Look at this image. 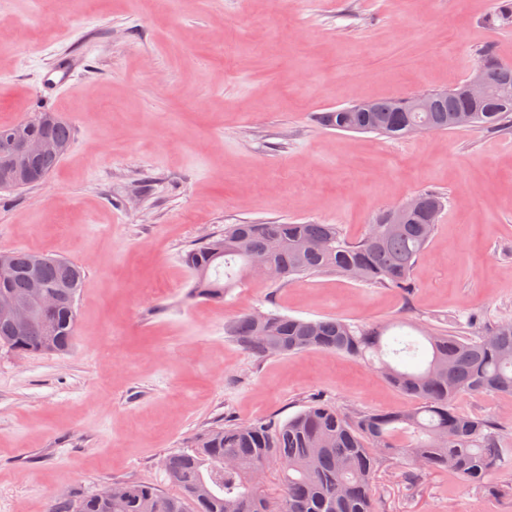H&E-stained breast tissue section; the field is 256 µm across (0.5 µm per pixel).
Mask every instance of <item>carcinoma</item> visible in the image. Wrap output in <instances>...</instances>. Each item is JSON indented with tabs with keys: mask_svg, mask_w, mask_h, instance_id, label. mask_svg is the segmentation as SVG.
<instances>
[{
	"mask_svg": "<svg viewBox=\"0 0 512 512\" xmlns=\"http://www.w3.org/2000/svg\"><path fill=\"white\" fill-rule=\"evenodd\" d=\"M479 72L512 90V63L487 55ZM475 114L472 127L512 130V98L478 102L459 84L436 95L432 111L415 112L410 98L373 100L366 107L320 112L316 121L343 131L402 137L412 128L435 126L455 131L458 112ZM41 136L69 148L72 130L56 112H37L0 124V134ZM62 155H46L34 163L29 179L0 177V189L21 190L49 176ZM422 208L397 215L392 207L378 213L365 235L351 243L334 224H226L224 231L195 244L184 255L193 278L191 295L222 300L248 275V253L270 254L268 280L297 283L319 273L349 276L401 294L413 288L411 272L425 254L435 225L426 214L443 208V197L430 190L415 195ZM13 276L0 281V298L23 296L29 277L39 271L56 303L39 310L33 323L15 330L0 322V348L18 355L69 352L77 336V300L84 271L59 255L39 250L0 254ZM53 328L48 340L42 325ZM392 325L355 326L338 318L305 320L273 311L238 316L227 328L244 348L259 358L316 349L378 362L385 379L416 404L399 412L372 411L348 416L319 400L284 421L215 425L197 446L170 452L163 469L178 493L152 484L130 482L122 500L93 492L61 498L52 512H266L264 497L249 483L255 465H286L278 477L277 512H377L376 475L382 462L395 456L423 472L449 470L465 484H476L498 468L512 448H504L493 422L463 415L453 408L461 392L512 395V320L481 336H457L414 328L422 341L408 336L384 341ZM423 357L414 370L386 359ZM231 456L237 466H224Z\"/></svg>",
	"mask_w": 512,
	"mask_h": 512,
	"instance_id": "obj_1",
	"label": "carcinoma"
}]
</instances>
